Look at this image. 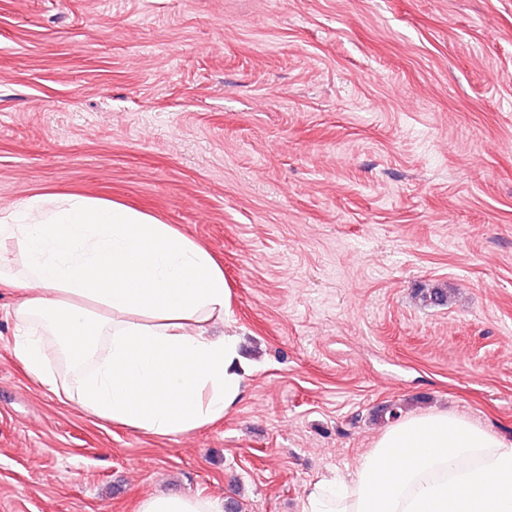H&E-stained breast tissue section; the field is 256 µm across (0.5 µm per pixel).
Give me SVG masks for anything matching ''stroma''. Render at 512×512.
Masks as SVG:
<instances>
[{"label":"stroma","instance_id":"35a3bbf8","mask_svg":"<svg viewBox=\"0 0 512 512\" xmlns=\"http://www.w3.org/2000/svg\"><path fill=\"white\" fill-rule=\"evenodd\" d=\"M47 191L209 250L250 373L192 433L100 420L1 286L0 512H301L392 403L512 440V0H0V209ZM219 500L172 493H151L138 500L136 512H223Z\"/></svg>","mask_w":512,"mask_h":512}]
</instances>
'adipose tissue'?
<instances>
[{"mask_svg": "<svg viewBox=\"0 0 512 512\" xmlns=\"http://www.w3.org/2000/svg\"><path fill=\"white\" fill-rule=\"evenodd\" d=\"M20 291L12 352L82 411L156 437L223 420L243 397L224 270L172 225L101 198L42 194L0 211V282ZM136 512H224L172 493ZM302 512H512V442L456 413L397 419L348 480L310 484Z\"/></svg>", "mask_w": 512, "mask_h": 512, "instance_id": "ef3b65f1", "label": "adipose tissue"}]
</instances>
